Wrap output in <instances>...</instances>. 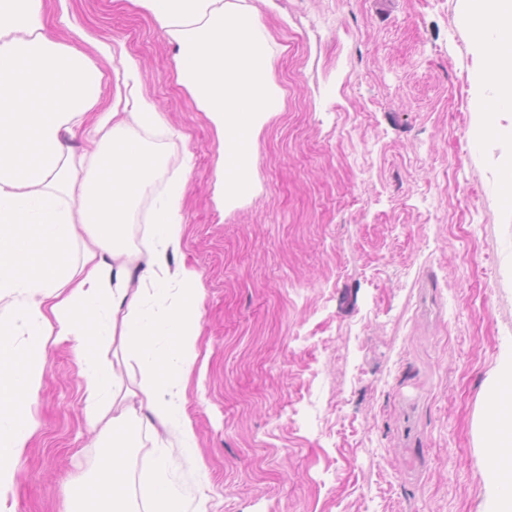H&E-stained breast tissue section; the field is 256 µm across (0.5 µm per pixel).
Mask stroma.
<instances>
[{
    "instance_id": "35a3bbf8",
    "label": "stroma",
    "mask_w": 512,
    "mask_h": 512,
    "mask_svg": "<svg viewBox=\"0 0 512 512\" xmlns=\"http://www.w3.org/2000/svg\"><path fill=\"white\" fill-rule=\"evenodd\" d=\"M47 25L93 57L111 106L124 57L177 136L182 249L204 296L179 406L199 448H171L209 512H482V421L512 401V172L474 112L493 96L464 0H271L283 111L257 130L253 187L215 200L223 143L176 81L174 48L130 0H48ZM68 14L69 24L59 21ZM110 46L111 57L97 44ZM71 343L50 348L15 512H66L103 455L82 419ZM158 423L144 417L128 489L144 507Z\"/></svg>"
}]
</instances>
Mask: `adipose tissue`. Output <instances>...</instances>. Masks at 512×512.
<instances>
[{"instance_id": "1", "label": "adipose tissue", "mask_w": 512, "mask_h": 512, "mask_svg": "<svg viewBox=\"0 0 512 512\" xmlns=\"http://www.w3.org/2000/svg\"><path fill=\"white\" fill-rule=\"evenodd\" d=\"M151 15L176 48L177 82L224 138L216 176L218 199L236 201L251 187L252 142L260 120L282 111L285 92L271 76L273 48L257 6L249 0H131ZM45 0H0V512H14V489L26 446L38 428L34 407L48 347L73 343L82 366V417L105 437L108 451L68 512H135L127 491V448L133 403L195 453L192 423L172 398L198 357L199 271L170 268L182 246L184 180L167 175L145 140L164 131L163 112L128 88L126 111L101 108L105 73L83 51L47 31ZM469 30L479 40L483 75L501 99L512 100V0H469ZM85 128L87 146L66 143ZM151 210L140 211L148 194ZM153 227L132 247L136 212ZM94 245L70 266L77 229ZM175 306L155 320L147 302ZM30 342L18 352L13 339ZM167 337V349L157 346ZM120 343L141 372L125 387L102 347ZM494 454L484 512H512V416L493 407L486 429ZM170 460L158 452L150 470L148 512L194 509L167 477Z\"/></svg>"}]
</instances>
